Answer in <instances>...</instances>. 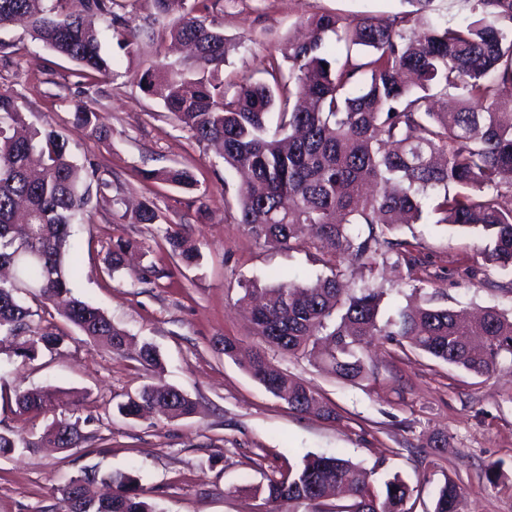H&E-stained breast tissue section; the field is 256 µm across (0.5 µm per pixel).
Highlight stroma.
Returning a JSON list of instances; mask_svg holds the SVG:
<instances>
[{"label": "stroma", "mask_w": 512, "mask_h": 512, "mask_svg": "<svg viewBox=\"0 0 512 512\" xmlns=\"http://www.w3.org/2000/svg\"><path fill=\"white\" fill-rule=\"evenodd\" d=\"M407 9L406 0H224L219 22L233 45L224 77L260 79L264 61L299 35L304 17H388ZM0 40L9 43L14 60L0 66V91L18 96L27 123L62 133L78 163L105 170L120 199L110 207L90 203L74 227V295L130 336L154 343L164 363L162 372L146 370L131 355L112 354L73 328L62 345L32 359L14 355L15 339L1 342L0 431L29 438L44 425L20 416L16 392L45 389L62 406L79 392L88 440L77 448H21L0 458V512H66L62 488L87 470L138 477L162 512H263L253 487L298 467L305 455L336 452L366 470L374 485L400 474L413 489L410 512H433L448 480L461 489L459 512H512V368L478 378L406 339L376 336L364 351L372 376L351 384L308 358L274 354L283 371L335 405V418L325 419L291 411L217 350L227 336L246 350L261 344L237 303L242 283L270 284L281 272L306 284L327 267L315 248L273 249L235 223L236 175L213 146L196 143L133 80L155 60L159 41H141L130 56L104 42L115 78L97 106L98 122L111 135L99 139L72 122L86 85L76 66L23 25L0 29ZM168 167L191 169L197 186L182 190L145 177ZM147 198L197 244L198 267L174 268L155 225L132 223L129 207ZM120 235L140 241L144 255L110 275L105 267ZM395 237L419 260L412 279L389 267L347 272L350 287L382 293L383 318L396 317L411 300L512 312V280L485 264L479 236L429 221L400 225ZM157 383L195 399L197 414L171 421L117 415V402ZM440 436L447 447H435Z\"/></svg>", "instance_id": "obj_1"}]
</instances>
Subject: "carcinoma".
<instances>
[{"instance_id": "cac0c4a2", "label": "carcinoma", "mask_w": 512, "mask_h": 512, "mask_svg": "<svg viewBox=\"0 0 512 512\" xmlns=\"http://www.w3.org/2000/svg\"><path fill=\"white\" fill-rule=\"evenodd\" d=\"M152 25L192 47L180 64L156 60L135 74L143 93L157 99L199 143H219L225 166L246 175L237 186V223L278 249L311 244L332 264L331 274L309 285L281 274L263 288L245 282L240 302L251 306L255 334L273 350L316 357L335 378L358 383L370 368L363 350L381 333L402 336L416 349L488 377L512 363V316L486 309L473 321L447 308L406 306L398 319L380 324L381 295L372 288L348 292L340 278L349 267L374 270L397 250L393 267L412 270L388 238L402 216L422 218V199L453 232L478 229L488 243L485 262L512 274V0H469L471 18L440 27L426 15L431 0H407L416 10L348 20L333 13L304 18L308 36L279 48L283 62L269 57L266 78L224 80L230 45L220 30L218 0H193L175 20L172 5L186 0H150ZM119 0H0V29L28 21L36 39L76 64L89 85L110 81L111 60L102 40L111 34L119 49L134 52L140 30L116 11ZM97 16L103 29L87 18ZM344 55L325 53L329 38ZM288 67H283V64ZM73 123L92 136H108L96 111L81 102ZM96 179L102 199L112 183L99 169L79 164L69 143L53 127L25 122L18 97L0 92V335L25 337L17 355L31 358L52 350L65 336L34 323L35 312L19 300L23 292L61 316L83 335L120 355L129 334L103 311L75 297L68 275L72 226L84 218L87 182ZM180 189L197 180L182 168L147 175ZM148 199L134 212L136 224H157ZM368 226L367 236L355 226ZM162 240L176 268L197 267L201 253L177 224ZM137 241H112L109 270L116 271ZM141 365L162 367L158 349L144 341ZM266 390L300 414L336 415L335 406L307 382L277 368L264 351L245 366ZM48 396L18 392L22 414L44 415ZM127 419L156 414L179 419L196 414L197 403L182 391L147 385L117 404ZM87 440L78 417L62 414L37 440L0 432V457L20 448H74ZM94 473L69 479L63 492L71 512H158L148 490L128 473L106 477L112 494L98 498ZM340 489L346 503L334 512H409L413 488L395 473L380 490L341 454H307L288 475L270 477L256 489L272 504L295 507ZM460 487L439 488L433 512H458Z\"/></svg>"}]
</instances>
